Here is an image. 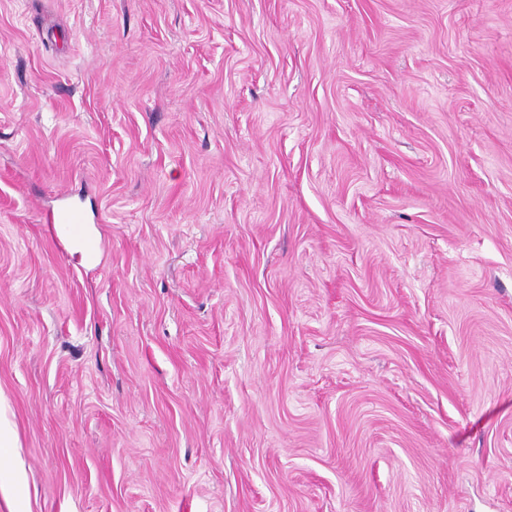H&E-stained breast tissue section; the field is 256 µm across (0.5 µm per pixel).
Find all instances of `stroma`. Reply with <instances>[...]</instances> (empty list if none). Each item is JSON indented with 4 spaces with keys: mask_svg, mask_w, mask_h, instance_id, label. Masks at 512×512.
Listing matches in <instances>:
<instances>
[{
    "mask_svg": "<svg viewBox=\"0 0 512 512\" xmlns=\"http://www.w3.org/2000/svg\"><path fill=\"white\" fill-rule=\"evenodd\" d=\"M0 411V512H512V0H0ZM85 221L86 219L83 212L74 208L60 209L48 217V223L52 224L50 233L55 235L58 240H60V237L56 227L60 229L61 234L66 238L78 241L86 251L92 254L99 253L101 243L98 239L86 237L83 233V224H86Z\"/></svg>",
    "mask_w": 512,
    "mask_h": 512,
    "instance_id": "35a3bbf8",
    "label": "stroma"
}]
</instances>
